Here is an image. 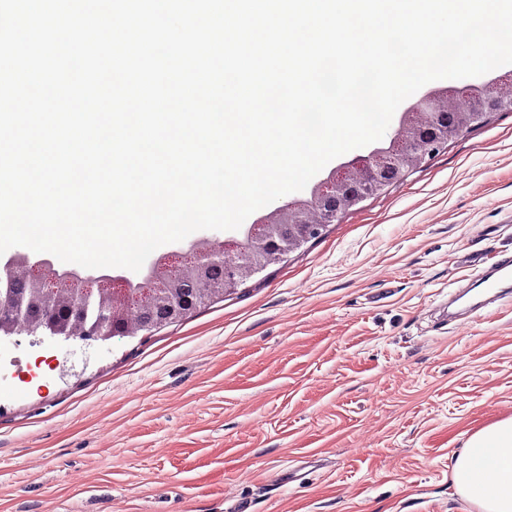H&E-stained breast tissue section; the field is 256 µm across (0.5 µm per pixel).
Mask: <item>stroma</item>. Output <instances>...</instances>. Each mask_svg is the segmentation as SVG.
Returning a JSON list of instances; mask_svg holds the SVG:
<instances>
[{
  "mask_svg": "<svg viewBox=\"0 0 512 512\" xmlns=\"http://www.w3.org/2000/svg\"><path fill=\"white\" fill-rule=\"evenodd\" d=\"M512 112L224 298L105 342L0 339V512H475L448 473L512 416ZM512 283V255L502 256L491 267L484 271L478 280V287L485 294L503 293L504 284Z\"/></svg>",
  "mask_w": 512,
  "mask_h": 512,
  "instance_id": "obj_1",
  "label": "stroma"
}]
</instances>
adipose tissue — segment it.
<instances>
[{
	"mask_svg": "<svg viewBox=\"0 0 512 512\" xmlns=\"http://www.w3.org/2000/svg\"><path fill=\"white\" fill-rule=\"evenodd\" d=\"M450 473L457 492L479 512H512V417L471 434Z\"/></svg>",
	"mask_w": 512,
	"mask_h": 512,
	"instance_id": "obj_1",
	"label": "adipose tissue"
}]
</instances>
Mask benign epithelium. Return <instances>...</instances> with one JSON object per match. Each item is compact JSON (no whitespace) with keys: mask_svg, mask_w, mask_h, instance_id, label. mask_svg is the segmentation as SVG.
<instances>
[{"mask_svg":"<svg viewBox=\"0 0 512 512\" xmlns=\"http://www.w3.org/2000/svg\"><path fill=\"white\" fill-rule=\"evenodd\" d=\"M482 102L500 110L512 108V91L503 82H486L479 87ZM464 131V124L441 96L428 91L410 104L399 119V129L388 146H376L336 165L310 189L309 197L287 201L247 227L246 240L224 238V247L202 246L215 235L204 233L186 244L145 262L137 275L121 270L58 268L49 253L16 252L0 257V282L20 280L48 291L57 288H82V298L93 300L100 320L92 329L68 330L50 320L52 336L82 341L112 338L110 323L118 310L136 313L151 298L166 294L183 281L189 271L207 276L211 292H228L246 279L284 258L302 241L320 234L326 224L365 198L403 181L409 171L432 157L447 143L448 135ZM208 293H191L185 305L168 297L167 320L175 321L206 300Z\"/></svg>","mask_w":512,"mask_h":512,"instance_id":"obj_1","label":"benign epithelium"}]
</instances>
